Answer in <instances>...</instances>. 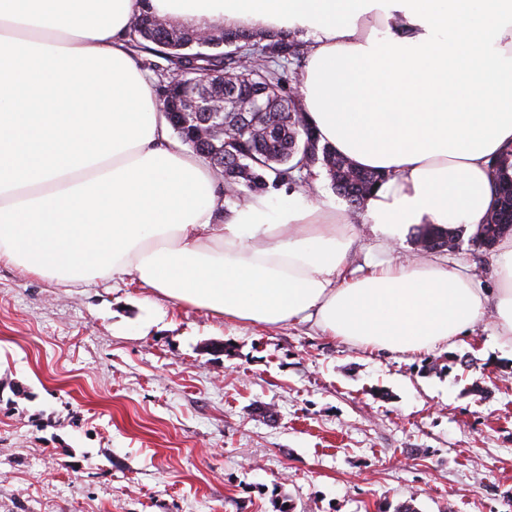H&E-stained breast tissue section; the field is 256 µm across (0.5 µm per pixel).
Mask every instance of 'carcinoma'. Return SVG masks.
Listing matches in <instances>:
<instances>
[{
    "label": "carcinoma",
    "mask_w": 512,
    "mask_h": 512,
    "mask_svg": "<svg viewBox=\"0 0 512 512\" xmlns=\"http://www.w3.org/2000/svg\"><path fill=\"white\" fill-rule=\"evenodd\" d=\"M140 25L150 31L146 38L137 29H130V47L138 52L160 57L167 62L166 70L182 79L207 82L210 96L224 94L223 87L209 83L215 73H226L240 77L238 95L252 96L259 90L266 93L267 121L276 126V135L266 137L265 127L256 126L257 133L233 132L211 143L196 140L195 128L199 126L197 116L189 117L188 125L182 128L179 137L188 147L215 168L224 163V156L237 155L241 159L238 170H224V183L229 186L228 199L238 200L246 192H258L267 186L266 178L275 183H291L297 165L303 157L310 156L306 147V134L302 124L308 117L301 108L300 99L283 93L282 78L276 69L280 61L297 58L303 53V45L294 40L273 39L269 36L226 32L224 37L235 42L229 52H201L185 49L196 41V31L166 22H156L148 10L138 14ZM503 166L492 172L495 187L512 186V154L500 157ZM330 180L336 193L344 198L350 208L358 211L372 189L382 180V175L356 168L325 145L318 146L317 163ZM495 215L477 227L473 235L476 245L486 251L495 247L500 238L512 232V192L496 196ZM456 231H442L433 225L422 228L418 239L429 252L442 251L448 241L455 239Z\"/></svg>",
    "instance_id": "obj_1"
}]
</instances>
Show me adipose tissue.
I'll list each match as a JSON object with an SVG mask.
<instances>
[{
  "mask_svg": "<svg viewBox=\"0 0 512 512\" xmlns=\"http://www.w3.org/2000/svg\"><path fill=\"white\" fill-rule=\"evenodd\" d=\"M146 5L197 32L308 41L300 97L321 143L387 176L363 214L383 248L485 221L490 165L512 148V0H0V263L61 285L131 276L228 321H309L387 353L488 318L512 341V235L489 297L436 258L347 276L353 227L334 205L252 193L225 209L130 50Z\"/></svg>",
  "mask_w": 512,
  "mask_h": 512,
  "instance_id": "ef3b65f1",
  "label": "adipose tissue"
}]
</instances>
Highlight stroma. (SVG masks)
I'll use <instances>...</instances> for the list:
<instances>
[{"label": "stroma", "instance_id": "1", "mask_svg": "<svg viewBox=\"0 0 512 512\" xmlns=\"http://www.w3.org/2000/svg\"><path fill=\"white\" fill-rule=\"evenodd\" d=\"M441 252L477 287L493 252ZM512 512V347L225 321L0 264V512Z\"/></svg>", "mask_w": 512, "mask_h": 512}]
</instances>
